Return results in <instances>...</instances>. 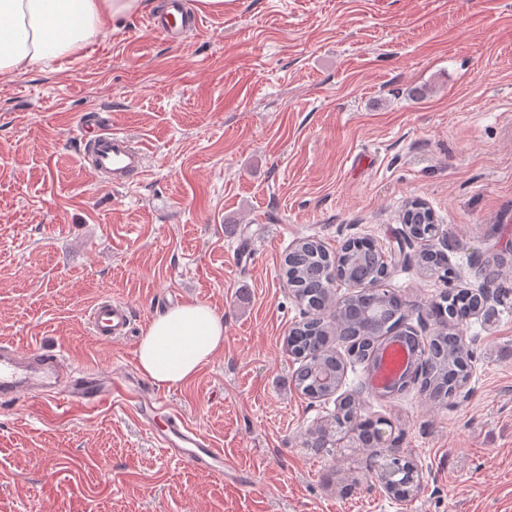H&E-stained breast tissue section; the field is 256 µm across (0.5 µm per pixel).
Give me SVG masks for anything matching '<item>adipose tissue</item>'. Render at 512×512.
<instances>
[{
    "label": "adipose tissue",
    "instance_id": "obj_1",
    "mask_svg": "<svg viewBox=\"0 0 512 512\" xmlns=\"http://www.w3.org/2000/svg\"><path fill=\"white\" fill-rule=\"evenodd\" d=\"M150 7V0H0V76L74 61L92 43L108 39L116 23ZM223 347V318L208 304L188 302L148 322L138 366L170 389Z\"/></svg>",
    "mask_w": 512,
    "mask_h": 512
}]
</instances>
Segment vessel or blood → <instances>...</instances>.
I'll return each mask as SVG.
<instances>
[{
	"label": "vessel or blood",
	"mask_w": 512,
	"mask_h": 512,
	"mask_svg": "<svg viewBox=\"0 0 512 512\" xmlns=\"http://www.w3.org/2000/svg\"><path fill=\"white\" fill-rule=\"evenodd\" d=\"M150 26L174 44L181 30L199 28L200 19L187 14L183 0H166L164 11L152 18ZM75 137L84 167L102 184L125 187L147 170L145 146L127 134L85 120ZM89 321L95 336L115 340L129 334L132 317L126 304L100 301L94 304ZM22 399L70 407H94L113 400L130 403L166 454L217 476L225 472L223 450L213 447L178 411L140 385L121 375L81 369L50 348L25 350L0 343V405L6 407ZM160 415L165 416L166 425L158 429L154 420Z\"/></svg>",
	"instance_id": "obj_1"
}]
</instances>
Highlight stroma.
I'll use <instances>...</instances> for the list:
<instances>
[{
  "label": "stroma",
  "mask_w": 512,
  "mask_h": 512,
  "mask_svg": "<svg viewBox=\"0 0 512 512\" xmlns=\"http://www.w3.org/2000/svg\"><path fill=\"white\" fill-rule=\"evenodd\" d=\"M149 13L59 68L0 79V342L140 380L137 348L171 292L224 319V347L160 395L233 465L168 458L123 401L0 410V512H512V0H224L170 44ZM99 115L145 143L148 172L98 186L73 133ZM424 200L439 232L405 236ZM329 251L404 247L385 289L413 304L420 339L444 285L501 272L463 332L467 386L428 409L345 370L340 395L384 417L424 485L403 502L361 449L307 447L333 402L295 386L286 348L304 317L281 270L300 239ZM127 302L131 336L89 334L101 298Z\"/></svg>",
  "instance_id": "1"
}]
</instances>
